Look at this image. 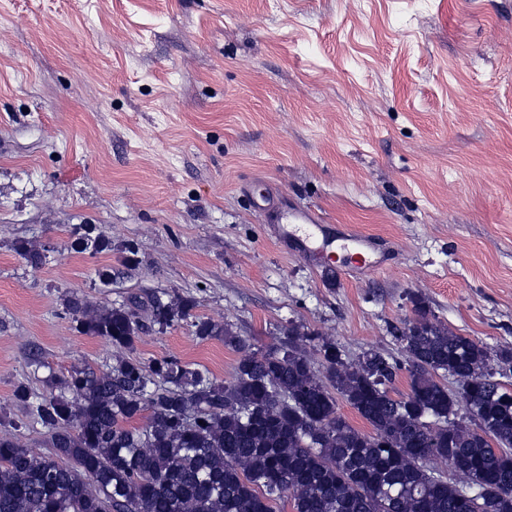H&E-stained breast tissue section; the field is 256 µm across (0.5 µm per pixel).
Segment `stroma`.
<instances>
[{"label":"stroma","mask_w":512,"mask_h":512,"mask_svg":"<svg viewBox=\"0 0 512 512\" xmlns=\"http://www.w3.org/2000/svg\"><path fill=\"white\" fill-rule=\"evenodd\" d=\"M266 196L384 265L282 241ZM86 224L105 250L73 248ZM412 294L512 348V0H0V421L28 448L52 452L16 388L112 361L70 297L138 301L132 357L228 383L194 319L401 361ZM156 300L191 309L162 328Z\"/></svg>","instance_id":"obj_1"}]
</instances>
